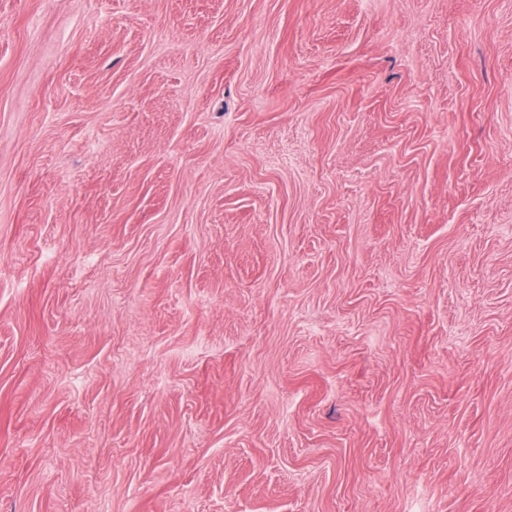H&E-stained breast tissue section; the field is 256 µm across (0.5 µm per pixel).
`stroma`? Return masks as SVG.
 Segmentation results:
<instances>
[{"label":"stroma","instance_id":"35a3bbf8","mask_svg":"<svg viewBox=\"0 0 512 512\" xmlns=\"http://www.w3.org/2000/svg\"><path fill=\"white\" fill-rule=\"evenodd\" d=\"M0 512H512V0H0Z\"/></svg>","mask_w":512,"mask_h":512}]
</instances>
